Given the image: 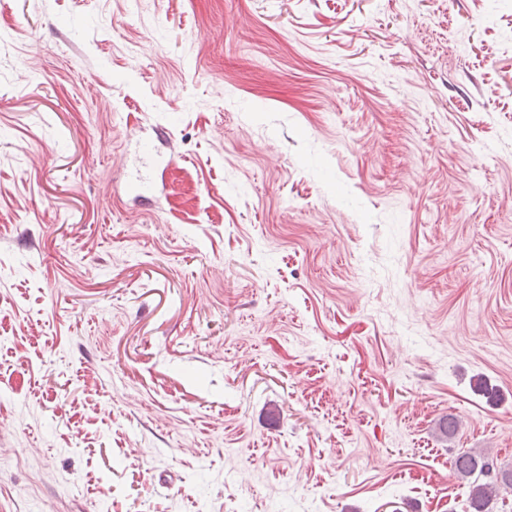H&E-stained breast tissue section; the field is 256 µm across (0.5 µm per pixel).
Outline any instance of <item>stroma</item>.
I'll return each mask as SVG.
<instances>
[{
  "label": "stroma",
  "mask_w": 512,
  "mask_h": 512,
  "mask_svg": "<svg viewBox=\"0 0 512 512\" xmlns=\"http://www.w3.org/2000/svg\"><path fill=\"white\" fill-rule=\"evenodd\" d=\"M463 450L512 0H0V512H470Z\"/></svg>",
  "instance_id": "1"
}]
</instances>
